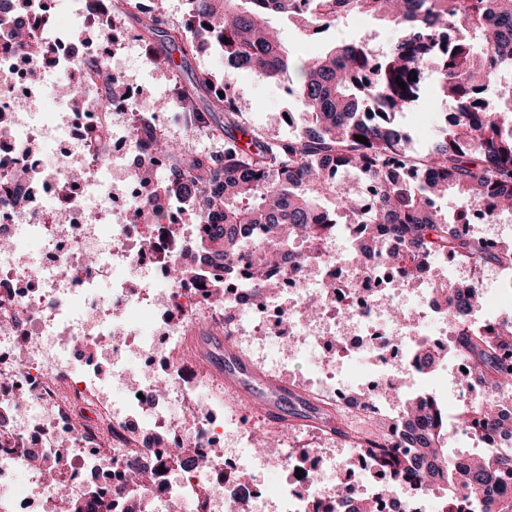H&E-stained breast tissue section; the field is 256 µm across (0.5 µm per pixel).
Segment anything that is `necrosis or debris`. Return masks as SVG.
Returning <instances> with one entry per match:
<instances>
[{"label": "necrosis or debris", "mask_w": 512, "mask_h": 512, "mask_svg": "<svg viewBox=\"0 0 512 512\" xmlns=\"http://www.w3.org/2000/svg\"><path fill=\"white\" fill-rule=\"evenodd\" d=\"M18 20L11 0H0V238L11 243L0 251V512H60L61 485L75 499L94 496L125 512L132 463L152 470V482L135 491L161 512H309L310 498L326 496L347 461L317 473L282 453L285 479L266 505L255 480L224 463L225 439L245 449L253 433L224 422L223 405H200L211 380L185 362L193 330L208 319L233 336L289 335L313 353L367 357L379 386L339 389L325 371L309 390L339 414L393 434L401 408L387 390V367L417 376L410 352L427 339L421 319L448 324L433 278L364 270L335 231L321 259L286 264L272 291L249 288L244 272L212 267L228 281L219 307L197 283L169 279L199 227L174 236L171 220L140 207L138 172L160 162L136 135L150 113L136 108L118 69L110 112L71 99L58 112L25 111L27 89L60 85L89 49L63 28L40 27L47 53H16L9 35ZM104 123L111 142L93 146ZM21 169L28 179H16ZM320 292L322 313L308 318L305 300ZM175 402L184 407L177 420L168 412ZM178 442L195 448L196 467L169 458ZM346 494L372 501L376 512H398L404 497L409 512H446L435 493L411 497L402 486Z\"/></svg>", "instance_id": "necrosis-or-debris-1"}]
</instances>
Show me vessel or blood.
I'll use <instances>...</instances> for the list:
<instances>
[{"label":"vessel or blood","mask_w":512,"mask_h":512,"mask_svg":"<svg viewBox=\"0 0 512 512\" xmlns=\"http://www.w3.org/2000/svg\"><path fill=\"white\" fill-rule=\"evenodd\" d=\"M200 366L217 380L227 394L273 425L291 420L318 423L319 416L310 399L288 383L263 374L255 364L220 332L205 329L195 339Z\"/></svg>","instance_id":"b4317fda"}]
</instances>
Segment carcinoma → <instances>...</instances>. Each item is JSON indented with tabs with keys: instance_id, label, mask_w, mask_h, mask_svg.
Segmentation results:
<instances>
[{
	"instance_id": "obj_1",
	"label": "carcinoma",
	"mask_w": 512,
	"mask_h": 512,
	"mask_svg": "<svg viewBox=\"0 0 512 512\" xmlns=\"http://www.w3.org/2000/svg\"><path fill=\"white\" fill-rule=\"evenodd\" d=\"M182 23L173 25L153 6L126 2L150 61L172 74L171 102L190 130L224 135V150H185L146 127L165 174L140 172L147 186L145 210L161 216L173 204L207 232L174 268L180 281L200 280L198 259L231 271L242 268L255 289L274 286L284 257L309 256L292 240L319 251L328 226L346 224L356 258L369 266L381 255L403 261L402 273H424L440 257L474 267L512 269V245L492 248L467 224L495 223L512 213V0H186ZM367 14L398 36L382 51L365 38L335 43L317 56L296 60L270 17L297 21L308 35L353 14ZM216 47L231 68L253 71L283 84L300 104L304 124L293 136H272L250 125L220 84L208 75L188 81V58ZM434 75L437 95L451 104L449 124L431 148L418 151L396 116L426 93ZM95 77L105 96L84 105L105 111L112 102V75L96 55L62 84L66 91ZM401 79L402 89L395 83ZM360 135L363 144L354 139ZM450 194L454 213L438 207ZM448 294V327L454 352L468 366L466 387L475 393L456 419L471 433L502 430L501 399H512V319L480 330L460 326L484 299L473 281L463 288L441 283ZM399 435L367 434L355 443L373 476L405 483L421 494L446 497L448 512H512V496L495 484L512 476V445L439 470L450 456L448 409L429 394L401 401Z\"/></svg>"
}]
</instances>
